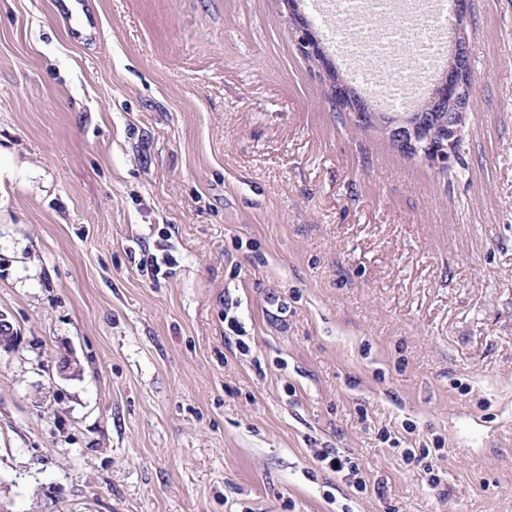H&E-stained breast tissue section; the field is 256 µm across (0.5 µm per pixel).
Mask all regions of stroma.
Listing matches in <instances>:
<instances>
[{
    "label": "stroma",
    "instance_id": "35a3bbf8",
    "mask_svg": "<svg viewBox=\"0 0 512 512\" xmlns=\"http://www.w3.org/2000/svg\"><path fill=\"white\" fill-rule=\"evenodd\" d=\"M460 35L442 168L285 0H0V512H512V0ZM296 4L289 21L300 33L298 40L302 51L316 53L328 72L329 83L335 89L331 99L336 109L354 114L363 125L379 126L400 151L421 156L432 164L447 163L456 155L460 127L470 106V98L465 92L467 82L468 94L473 85L469 59L462 54L460 46L458 49L462 38L457 39L446 74L423 108L417 112H375L360 92L323 56L311 22L297 11ZM318 461L322 467L328 468L334 472H342L347 470L350 474L357 476L361 473L360 465L354 457L341 455L340 452L333 448H324L317 455Z\"/></svg>",
    "mask_w": 512,
    "mask_h": 512
}]
</instances>
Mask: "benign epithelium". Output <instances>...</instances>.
I'll return each mask as SVG.
<instances>
[{
    "label": "benign epithelium",
    "instance_id": "benign-epithelium-1",
    "mask_svg": "<svg viewBox=\"0 0 512 512\" xmlns=\"http://www.w3.org/2000/svg\"><path fill=\"white\" fill-rule=\"evenodd\" d=\"M289 21L299 32L302 51L320 57L329 83L335 89L331 99L336 109L355 115L363 125L380 127L400 151L420 156L432 164L447 163L456 155L460 127L470 106V98L466 96L470 65L460 49H455L442 81L419 111L375 112L323 56L308 18L294 8Z\"/></svg>",
    "mask_w": 512,
    "mask_h": 512
}]
</instances>
